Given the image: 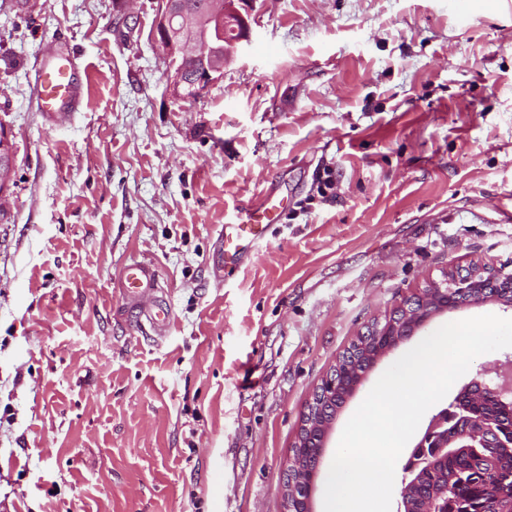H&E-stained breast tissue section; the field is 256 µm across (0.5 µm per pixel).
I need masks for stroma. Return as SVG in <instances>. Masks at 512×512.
Returning a JSON list of instances; mask_svg holds the SVG:
<instances>
[{
    "label": "stroma",
    "instance_id": "35a3bbf8",
    "mask_svg": "<svg viewBox=\"0 0 512 512\" xmlns=\"http://www.w3.org/2000/svg\"><path fill=\"white\" fill-rule=\"evenodd\" d=\"M257 0L251 42L174 101L154 0H0V512H280L313 389L443 267L512 270V0ZM49 53L89 83L38 109ZM332 169L329 197L316 175ZM282 200L254 263L219 231ZM151 266L164 335L124 305ZM398 347L335 419L344 426ZM15 168V149L11 132L0 129V210L2 200L8 194L11 187V178Z\"/></svg>",
    "mask_w": 512,
    "mask_h": 512
}]
</instances>
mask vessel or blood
Segmentation results:
<instances>
[{"label": "vessel or blood", "mask_w": 512, "mask_h": 512, "mask_svg": "<svg viewBox=\"0 0 512 512\" xmlns=\"http://www.w3.org/2000/svg\"><path fill=\"white\" fill-rule=\"evenodd\" d=\"M79 70L72 61L43 64L37 79L38 104L47 115L77 109ZM282 208L274 199L257 207H246L229 219L221 229L224 266L234 269L251 261L272 224L280 220ZM121 293L127 308L136 310L157 333H165L172 322V311L157 295L155 272L148 265L134 262L122 271Z\"/></svg>", "instance_id": "b4317fda"}]
</instances>
